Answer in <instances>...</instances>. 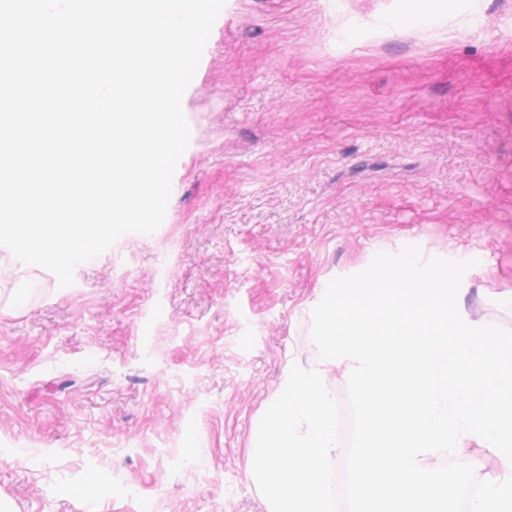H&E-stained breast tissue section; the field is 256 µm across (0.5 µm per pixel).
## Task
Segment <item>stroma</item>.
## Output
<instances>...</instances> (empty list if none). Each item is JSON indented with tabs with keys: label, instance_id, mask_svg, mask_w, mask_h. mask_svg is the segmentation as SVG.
Returning a JSON list of instances; mask_svg holds the SVG:
<instances>
[{
	"label": "stroma",
	"instance_id": "stroma-1",
	"mask_svg": "<svg viewBox=\"0 0 512 512\" xmlns=\"http://www.w3.org/2000/svg\"><path fill=\"white\" fill-rule=\"evenodd\" d=\"M226 0L182 100L189 144L155 236L120 238L72 286L0 247L6 512H271L252 476L260 420L309 366L311 304L415 245L474 260L471 319L512 293V0ZM357 33L338 39L337 27Z\"/></svg>",
	"mask_w": 512,
	"mask_h": 512
}]
</instances>
